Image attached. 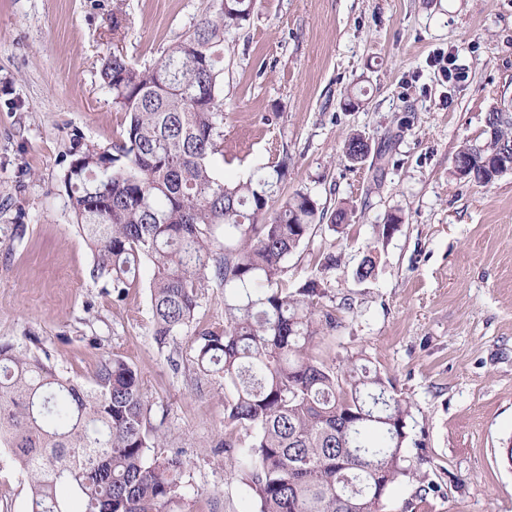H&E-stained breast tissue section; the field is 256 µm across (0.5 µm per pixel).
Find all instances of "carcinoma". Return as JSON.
I'll return each instance as SVG.
<instances>
[{"label": "carcinoma", "instance_id": "cac0c4a2", "mask_svg": "<svg viewBox=\"0 0 512 512\" xmlns=\"http://www.w3.org/2000/svg\"><path fill=\"white\" fill-rule=\"evenodd\" d=\"M254 2L216 0L148 67L112 53L100 78L125 115L122 138L71 154L63 185L92 279L121 299L146 263L155 341L194 327L197 369L231 393L225 425L235 432L224 448H247L259 512H383L391 485L417 479L404 454L410 402L363 354L336 364L314 352L341 326L322 305L340 258L324 255L298 288L284 280L285 261L314 229L337 231L356 208L329 211L304 189L280 197L285 159L234 180L212 169L224 143V36ZM503 149L512 114L482 142H463L455 160L488 185ZM369 155L360 134L344 143L352 164ZM375 270L370 249L354 277ZM214 282L224 288L222 326L196 321ZM151 416L138 371L117 352L102 353L84 384L37 350L0 344V446L27 478L28 512H73V499L78 512H182L189 462L156 452L167 443Z\"/></svg>", "mask_w": 512, "mask_h": 512}]
</instances>
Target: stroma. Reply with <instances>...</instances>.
Here are the masks:
<instances>
[{
	"label": "stroma",
	"mask_w": 512,
	"mask_h": 512,
	"mask_svg": "<svg viewBox=\"0 0 512 512\" xmlns=\"http://www.w3.org/2000/svg\"><path fill=\"white\" fill-rule=\"evenodd\" d=\"M212 0H0V342L37 340L56 369L90 381L102 352L137 369L153 421L191 458L186 512H257L238 452L224 450L219 380L203 376L188 333L158 346L149 275L123 301L90 277L92 253L62 187L74 143L123 132L99 70L110 52L153 64ZM444 55L456 75L431 61ZM220 177L288 162L282 194L350 201L343 231L316 229L289 256L300 286L320 255L334 304L328 361L363 352L411 403L406 454L420 478L394 484L384 512H512V171L483 187L454 157L483 139L512 99V0H256L224 43ZM359 105L343 106L346 97ZM391 142L349 166L345 140ZM401 222L377 240L388 214ZM24 225L15 235V225ZM377 269L353 272L367 247ZM29 485L0 450V512H27Z\"/></svg>",
	"instance_id": "1"
}]
</instances>
